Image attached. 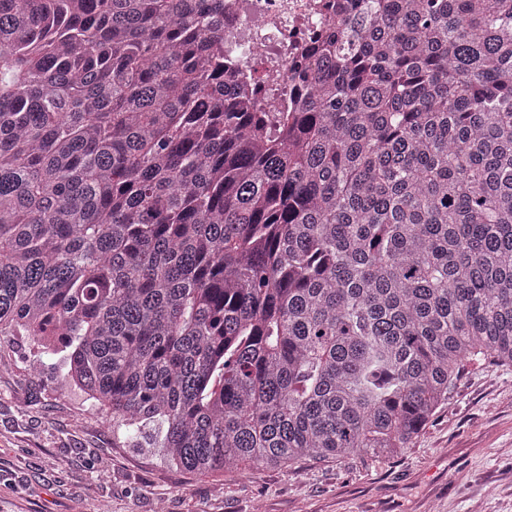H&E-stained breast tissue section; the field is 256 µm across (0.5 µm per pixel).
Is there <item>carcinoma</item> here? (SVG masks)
Returning <instances> with one entry per match:
<instances>
[{"mask_svg":"<svg viewBox=\"0 0 512 512\" xmlns=\"http://www.w3.org/2000/svg\"><path fill=\"white\" fill-rule=\"evenodd\" d=\"M294 112L224 0H0V336L193 474L395 456L512 364V0H357Z\"/></svg>","mask_w":512,"mask_h":512,"instance_id":"carcinoma-1","label":"carcinoma"}]
</instances>
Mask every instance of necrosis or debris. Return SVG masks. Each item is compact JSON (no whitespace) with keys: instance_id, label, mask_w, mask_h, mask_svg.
<instances>
[{"instance_id":"necrosis-or-debris-1","label":"necrosis or debris","mask_w":512,"mask_h":512,"mask_svg":"<svg viewBox=\"0 0 512 512\" xmlns=\"http://www.w3.org/2000/svg\"><path fill=\"white\" fill-rule=\"evenodd\" d=\"M350 0H224V45L242 78L263 102L266 70H274L280 102L296 106L300 73L323 51L330 22L349 13Z\"/></svg>"}]
</instances>
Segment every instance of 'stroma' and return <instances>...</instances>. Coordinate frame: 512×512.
Segmentation results:
<instances>
[{"instance_id":"35a3bbf8","label":"stroma","mask_w":512,"mask_h":512,"mask_svg":"<svg viewBox=\"0 0 512 512\" xmlns=\"http://www.w3.org/2000/svg\"><path fill=\"white\" fill-rule=\"evenodd\" d=\"M512 512V365L479 360L394 457L196 475L114 444L51 365L0 373V512Z\"/></svg>"}]
</instances>
